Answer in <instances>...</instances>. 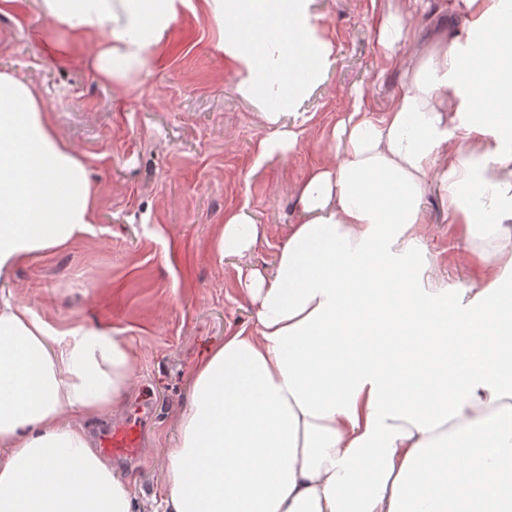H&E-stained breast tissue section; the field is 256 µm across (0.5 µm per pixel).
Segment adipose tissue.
I'll use <instances>...</instances> for the list:
<instances>
[{
    "label": "adipose tissue",
    "instance_id": "obj_1",
    "mask_svg": "<svg viewBox=\"0 0 512 512\" xmlns=\"http://www.w3.org/2000/svg\"><path fill=\"white\" fill-rule=\"evenodd\" d=\"M315 0H39L54 26L101 36L98 80L126 84L184 12L215 29L235 89L271 127L258 160L287 156V119L336 64ZM431 0L379 22L403 82L383 112L355 98L328 141L342 161L295 188L273 275L240 274L254 325L192 370L168 449L162 512H512V0ZM435 40L414 43L427 26ZM437 186L475 271L448 285L426 245ZM98 190L44 99L0 73V284L86 232ZM258 241L226 211L219 256ZM135 356L118 334L59 329L0 294V512H135L85 424L121 411Z\"/></svg>",
    "mask_w": 512,
    "mask_h": 512
}]
</instances>
